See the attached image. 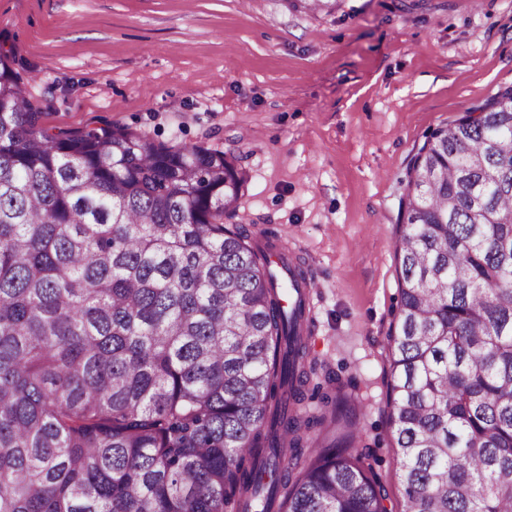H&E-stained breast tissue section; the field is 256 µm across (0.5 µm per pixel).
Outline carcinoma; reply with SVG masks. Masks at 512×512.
Listing matches in <instances>:
<instances>
[{"label": "carcinoma", "instance_id": "obj_1", "mask_svg": "<svg viewBox=\"0 0 512 512\" xmlns=\"http://www.w3.org/2000/svg\"><path fill=\"white\" fill-rule=\"evenodd\" d=\"M511 97L407 171L400 512H512ZM42 114L0 52V512H386L358 407L311 413L303 271L224 225L240 158Z\"/></svg>", "mask_w": 512, "mask_h": 512}]
</instances>
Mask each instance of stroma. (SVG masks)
<instances>
[{
  "label": "stroma",
  "instance_id": "stroma-1",
  "mask_svg": "<svg viewBox=\"0 0 512 512\" xmlns=\"http://www.w3.org/2000/svg\"><path fill=\"white\" fill-rule=\"evenodd\" d=\"M45 127L128 126L234 152L235 221L309 270L322 391L354 400L373 467L402 500L387 336L406 172L427 133L512 86V0H0ZM342 0H282L288 10L333 13Z\"/></svg>",
  "mask_w": 512,
  "mask_h": 512
}]
</instances>
